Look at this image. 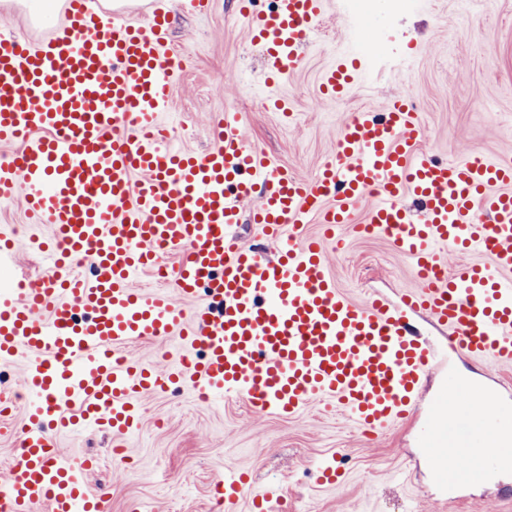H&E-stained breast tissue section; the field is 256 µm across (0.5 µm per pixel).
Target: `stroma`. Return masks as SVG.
Instances as JSON below:
<instances>
[{"instance_id": "1", "label": "stroma", "mask_w": 512, "mask_h": 512, "mask_svg": "<svg viewBox=\"0 0 512 512\" xmlns=\"http://www.w3.org/2000/svg\"><path fill=\"white\" fill-rule=\"evenodd\" d=\"M170 39L182 73L166 117L179 147L201 153L213 143L221 113H240L244 130L270 158L309 181L336 152V137L355 113L378 112L394 97L416 106L421 146L447 161L512 155V0H417L396 18L376 0L373 36L358 78L341 97L324 94L322 78L336 56L360 51L350 0H331L322 24L301 50L302 65L280 80L281 109L266 106L258 78L267 68L237 0H211L201 15L171 2ZM15 229V250L1 265L40 278L50 271L32 235L21 193L0 201V225ZM328 249L329 275L357 301L370 294L399 302L417 282L410 264L384 236L342 235ZM141 424L126 438L106 430L59 435L56 448L76 459L100 457L92 485L103 487L108 512H225V471L245 473L249 493L235 512H253L251 495L279 486L288 512H439V488L421 453L415 424L372 435L341 413L308 406L282 418L250 414L242 400L196 401L188 388L141 400ZM336 459L343 479L317 483V463ZM446 512H512V495L494 484L458 488Z\"/></svg>"}]
</instances>
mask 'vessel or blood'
Listing matches in <instances>:
<instances>
[{"label": "vessel or blood", "instance_id": "obj_1", "mask_svg": "<svg viewBox=\"0 0 512 512\" xmlns=\"http://www.w3.org/2000/svg\"><path fill=\"white\" fill-rule=\"evenodd\" d=\"M328 0H240L268 78L292 74L327 12ZM65 21L40 41L0 30V199L22 190L33 223L51 236L39 249L51 275L18 276L0 293V365L27 358L22 392L0 389V433L18 450L0 482V512H106L92 490L97 457L76 461L53 436L86 428L122 436L136 428L140 401L187 381L210 401L242 399L258 415L293 417L311 403L340 411L375 433L411 419L430 375L449 354L474 359L480 382L447 376L443 395L472 399L458 430L476 464L470 482L512 471V401L492 393L496 367L512 364V159L438 161L420 151L415 107L391 100L380 116L357 113L336 155L309 182L252 145L237 113H225L202 153L169 144L161 121L179 79L169 0H65ZM358 61L340 57L323 89L341 95ZM415 200L416 209L400 203ZM364 208L373 234L392 239L418 283L399 302L359 303L326 271V244ZM250 219L265 243L243 244ZM323 237L306 235L313 220ZM482 261L446 269L442 249ZM182 258L174 295L135 288L161 253ZM427 312L448 332V352L418 336L411 314ZM178 338L166 369L126 354L127 344ZM24 398L21 429L5 419ZM444 427L421 426L437 487L461 480L447 466Z\"/></svg>", "mask_w": 512, "mask_h": 512}]
</instances>
